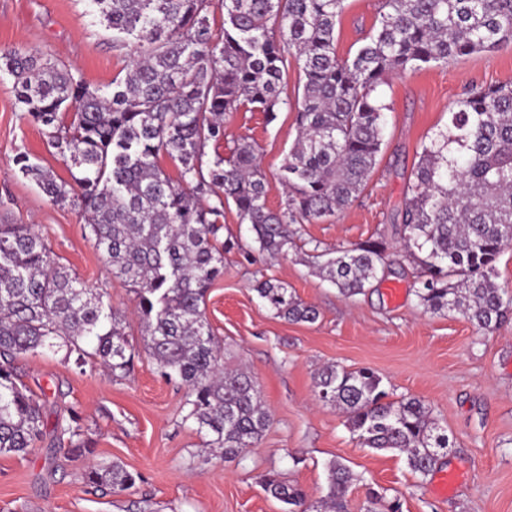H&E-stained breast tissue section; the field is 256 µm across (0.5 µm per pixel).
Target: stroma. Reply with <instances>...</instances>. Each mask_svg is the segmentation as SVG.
Instances as JSON below:
<instances>
[{"mask_svg":"<svg viewBox=\"0 0 512 512\" xmlns=\"http://www.w3.org/2000/svg\"><path fill=\"white\" fill-rule=\"evenodd\" d=\"M377 17L378 0H346L336 27L338 57L355 55ZM14 49L55 54L100 88L125 75L130 61L113 48L111 32L94 24L84 0H0V51ZM510 82L512 44L390 76L381 88L383 145L373 173L342 213L299 225L302 239L339 247L382 233L395 243L391 216L422 145L445 129L466 90ZM12 84L0 76V222L34 225L60 265L87 288L106 292L126 319L134 369L115 378L100 365L79 369L58 354L18 359V376L44 401L47 432L27 455H0V512H284L264 492L262 476L279 474L315 503L326 494L333 460L355 475L350 512H365L374 493L399 498L402 512H512V316L485 334L459 314L423 312L413 269L397 255L366 294L343 297L311 273L303 253L259 256L232 204L224 208L219 238L235 247L208 290L206 314L224 342L225 363L255 377L270 423L239 460L205 453L195 424L182 419L185 386L165 376L145 349L133 288L112 274L79 209L53 204L20 173L15 156L25 152L58 178L69 177L63 159L16 106ZM296 134L290 107L271 122L261 112H233L224 117L223 143L209 151L225 155L240 139L255 141L271 186L267 206L276 211L284 202L280 169ZM265 277L314 304L318 319L292 323L264 307L254 286ZM394 286L400 299L389 293ZM329 365L370 368L391 399L417 398L432 409L450 442L434 472L416 475L404 455L359 444L344 417L316 395L318 374ZM73 412L88 441L78 457L54 432ZM112 461L137 474L133 488L110 493L84 481L89 467ZM443 473L456 474L453 493L438 491Z\"/></svg>","mask_w":512,"mask_h":512,"instance_id":"obj_1","label":"stroma"}]
</instances>
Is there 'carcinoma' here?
Returning a JSON list of instances; mask_svg holds the SVG:
<instances>
[{
  "mask_svg": "<svg viewBox=\"0 0 512 512\" xmlns=\"http://www.w3.org/2000/svg\"><path fill=\"white\" fill-rule=\"evenodd\" d=\"M88 2L89 14L116 34L114 47L132 49L131 69L102 90L49 54L1 52L16 103L69 162L71 181L25 152L15 162L50 201L81 208L112 273L135 290L149 355L187 388L183 421L197 425L212 456L234 460L261 439L270 415L252 376L224 368L206 316L208 288L224 275V204L234 203L259 252L277 258L308 246L313 267L341 295L365 293L387 261L385 237L327 249L300 240L295 225L339 214L362 192L381 152L386 105L378 89L388 76L512 44V0H379L376 32L351 60L336 54L346 0ZM288 54L303 73L293 104L281 97ZM290 104L298 133L280 170L284 206L272 211L257 144L243 139L227 157L209 156L208 147L224 140V115L258 110L273 119ZM162 157L178 166V182ZM392 228L416 270L424 311L456 312L483 331L512 313L493 279L512 248V83L470 89L455 103L446 131L422 145ZM255 291L290 322L319 317L279 280ZM128 347L124 317L104 294L60 266L32 225L0 224V455L26 454L45 427L43 404L18 379L17 357L62 351L67 363L93 360L124 377ZM316 389L362 446L405 454L416 474L428 475L448 453L431 409L415 398L387 400L369 368L330 365ZM71 421L55 430L80 456L87 441L77 413ZM85 479L118 493L137 475L112 463L88 468ZM353 480L347 466L331 462L319 512H349ZM262 484L286 512H310L298 486L276 474ZM366 512L401 505L375 494Z\"/></svg>",
  "mask_w": 512,
  "mask_h": 512,
  "instance_id": "cac0c4a2",
  "label": "carcinoma"
}]
</instances>
